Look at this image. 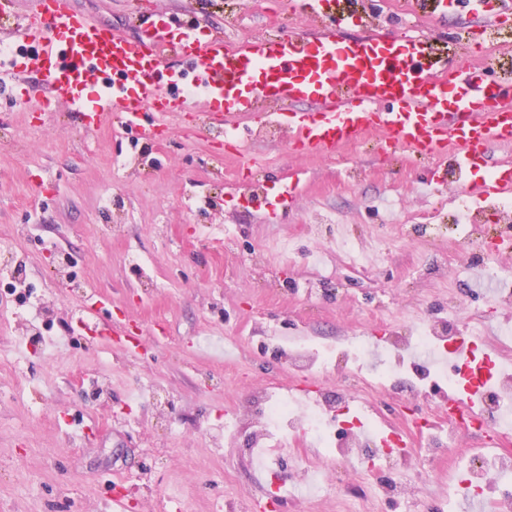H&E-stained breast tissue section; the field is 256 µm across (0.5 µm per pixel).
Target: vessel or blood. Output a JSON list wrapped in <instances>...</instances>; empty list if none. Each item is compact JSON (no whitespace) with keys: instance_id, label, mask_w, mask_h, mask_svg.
I'll return each instance as SVG.
<instances>
[{"instance_id":"obj_1","label":"vessel or blood","mask_w":512,"mask_h":512,"mask_svg":"<svg viewBox=\"0 0 512 512\" xmlns=\"http://www.w3.org/2000/svg\"><path fill=\"white\" fill-rule=\"evenodd\" d=\"M35 3L12 54L0 57V76H42L72 126L100 127L116 115L156 146L170 118L191 117L222 126L227 155L240 157L250 150L257 116L287 130L299 155H334L371 139L383 153L449 160V175L474 201L512 195V160L491 155L512 148V76L488 81L475 64L437 69L426 34L351 40L327 27L313 37H254L234 48L220 31L201 35L191 18L173 33L144 15L139 36L129 38L70 0ZM174 56L187 65L169 67ZM302 101L310 111H297ZM482 167L486 176L473 178ZM111 304L93 288L81 314L92 320ZM448 363L460 371L448 410L479 416L494 361L486 356L473 366L452 349Z\"/></svg>"}]
</instances>
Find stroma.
<instances>
[{
  "mask_svg": "<svg viewBox=\"0 0 512 512\" xmlns=\"http://www.w3.org/2000/svg\"><path fill=\"white\" fill-rule=\"evenodd\" d=\"M71 2L131 37L140 12L172 26L192 17L207 30L230 27L242 41L270 32L274 17L286 33L318 32L330 18L290 0ZM332 8L352 18L344 36L414 26L432 33L437 60L487 53L489 78L512 70V9L490 44L466 8L442 20L409 14L407 0H333ZM46 93L36 80L0 84V259L25 260L57 324L75 325L82 299L71 284L81 281L111 296L103 320L137 324L141 343L129 353L90 328L76 329L71 344L23 348L10 303H0V512H112L118 487L128 491V512H165L171 499L181 512H466L448 462L467 463L480 443L471 433L449 437L448 458L419 459L422 491L408 499L375 494L364 468L341 461L325 494L301 495L305 467L320 464L314 447L301 458L283 448L278 490L254 469L244 437L213 436L266 384L300 401L313 388L335 389V376L273 359L276 341L373 345L376 332L422 320L459 334L512 329V298L490 287L474 260L502 228L496 204L468 239L457 232L468 210L447 162L381 154L369 142L299 156L281 130L255 138L261 164L246 177L215 149L217 127L188 117L150 147L115 123L69 126L64 105L40 109ZM295 179L302 191L291 208L271 216L252 208L253 194L276 199ZM65 256L75 267L61 275ZM143 260L153 264L154 287L139 276ZM88 373L108 383L107 398L85 392ZM369 402L388 417H419L437 398L380 388Z\"/></svg>",
  "mask_w": 512,
  "mask_h": 512,
  "instance_id": "stroma-1",
  "label": "stroma"
}]
</instances>
